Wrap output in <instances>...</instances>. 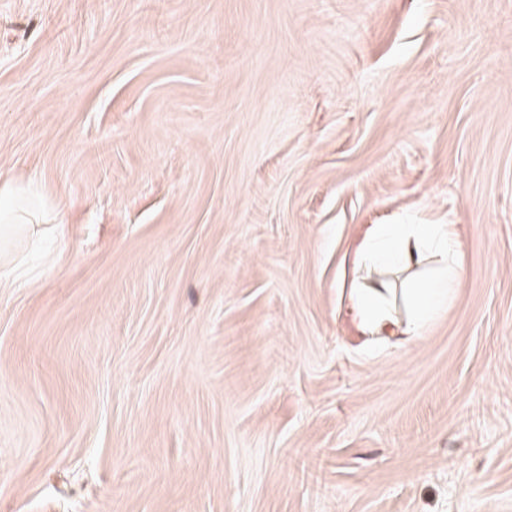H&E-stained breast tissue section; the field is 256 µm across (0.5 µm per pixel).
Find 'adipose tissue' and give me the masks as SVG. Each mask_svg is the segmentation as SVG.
<instances>
[{
    "instance_id": "obj_1",
    "label": "adipose tissue",
    "mask_w": 512,
    "mask_h": 512,
    "mask_svg": "<svg viewBox=\"0 0 512 512\" xmlns=\"http://www.w3.org/2000/svg\"><path fill=\"white\" fill-rule=\"evenodd\" d=\"M452 224H377L359 254L369 269L352 312L368 336L416 335L466 275Z\"/></svg>"
}]
</instances>
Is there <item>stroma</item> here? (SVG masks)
Instances as JSON below:
<instances>
[{"instance_id": "stroma-1", "label": "stroma", "mask_w": 512, "mask_h": 512, "mask_svg": "<svg viewBox=\"0 0 512 512\" xmlns=\"http://www.w3.org/2000/svg\"><path fill=\"white\" fill-rule=\"evenodd\" d=\"M0 512H512V0H0ZM371 224H453L421 335ZM37 186L40 188L41 186L37 184ZM35 186L32 182H29L27 184L19 183L18 181L14 180L12 177L8 176L7 174H4L3 172L0 173V222L5 224L6 227L5 232V241L7 238L14 234L15 232H21V228L17 226H21L18 224H34L32 221L26 222L27 218L30 217L31 211L30 210H9L6 213L2 212V200L8 202V201H14L15 199H18L19 197L23 196H37L38 195V187ZM457 248L453 224H374L358 254L371 274L352 306L362 332L419 334L466 276V269L456 261ZM430 260L436 264L433 274L425 269ZM382 267L409 273V280L399 289L378 271Z\"/></svg>"}]
</instances>
